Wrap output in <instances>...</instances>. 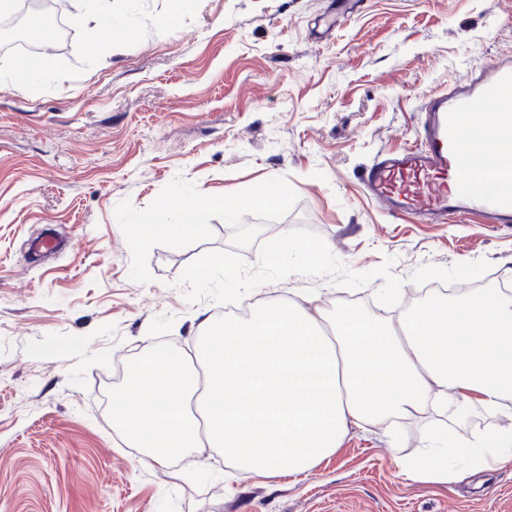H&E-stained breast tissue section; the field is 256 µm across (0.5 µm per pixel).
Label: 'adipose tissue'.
<instances>
[{"mask_svg": "<svg viewBox=\"0 0 512 512\" xmlns=\"http://www.w3.org/2000/svg\"><path fill=\"white\" fill-rule=\"evenodd\" d=\"M203 329L202 367L150 350L112 401L114 424L152 462L208 447L262 480L305 475L351 429L390 435L428 408L473 405L502 424L473 441L432 431L404 473L449 484L512 461V295L501 290L434 296L388 319L349 299L330 311L300 295L247 318L204 319Z\"/></svg>", "mask_w": 512, "mask_h": 512, "instance_id": "ef3b65f1", "label": "adipose tissue"}]
</instances>
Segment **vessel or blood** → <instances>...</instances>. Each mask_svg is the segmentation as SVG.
<instances>
[{"mask_svg":"<svg viewBox=\"0 0 512 512\" xmlns=\"http://www.w3.org/2000/svg\"><path fill=\"white\" fill-rule=\"evenodd\" d=\"M500 102L496 121L512 129V57H497L424 104L416 145L380 155L366 169L368 195L393 215L425 223L512 224V192L487 190L512 170L476 163L463 150L466 118L480 119L485 99Z\"/></svg>","mask_w":512,"mask_h":512,"instance_id":"obj_1","label":"vessel or blood"}]
</instances>
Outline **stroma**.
Wrapping results in <instances>:
<instances>
[{
	"mask_svg": "<svg viewBox=\"0 0 512 512\" xmlns=\"http://www.w3.org/2000/svg\"><path fill=\"white\" fill-rule=\"evenodd\" d=\"M99 0H65L50 73L0 49V512H512V462L407 478L430 424L353 429L311 473L259 482L222 450L147 464L103 396L158 340L194 353L203 317L306 293L394 315L423 284L512 286V225L422 224L365 192L376 156L415 144L426 96L512 56V0H125L112 55ZM213 199L184 232L176 199ZM166 209V223L142 217ZM283 241L275 264L233 231ZM323 246L309 261L300 242Z\"/></svg>",
	"mask_w": 512,
	"mask_h": 512,
	"instance_id": "1",
	"label": "stroma"
}]
</instances>
